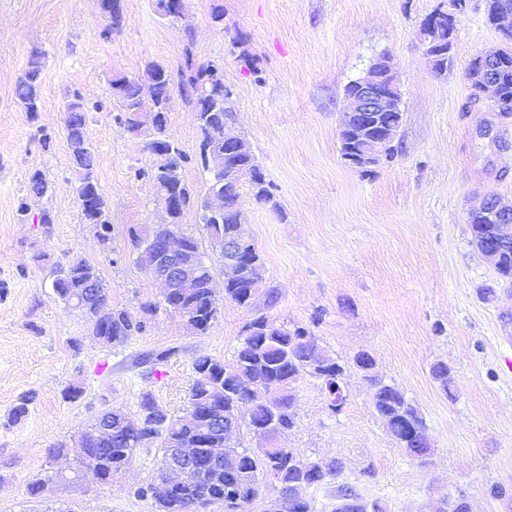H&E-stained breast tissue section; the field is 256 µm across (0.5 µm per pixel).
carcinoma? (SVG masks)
Wrapping results in <instances>:
<instances>
[{
  "mask_svg": "<svg viewBox=\"0 0 512 512\" xmlns=\"http://www.w3.org/2000/svg\"><path fill=\"white\" fill-rule=\"evenodd\" d=\"M98 9L106 22L105 38L120 32L122 27L121 0H98ZM448 20L444 19L432 28H419L422 44L448 41ZM498 62V79L501 93L512 98V46L491 49ZM45 65V52L33 49L27 67L17 79L14 97L26 118L34 122L41 110L40 86ZM224 81V68L214 61L198 62L191 48L185 51V70L174 75L163 64L150 61L134 76H115L110 80L111 94L118 106L115 120L129 132L147 139V149L154 162L147 168L136 169V175L148 179L154 187L170 192L179 202L172 223L183 224L186 213L193 211L198 223L204 225L209 237L221 231H230L234 214L244 194L260 203H270L274 211L282 212V206L268 182L254 154L233 153L224 148L221 139L224 124L235 120V113L224 103L211 96L210 80ZM157 98L158 118L139 128L132 119L139 111L143 97ZM180 97L194 112L198 131V148L195 153L186 152L167 135L169 113L175 97ZM102 106H89L84 97L74 92L65 105L64 131L75 179L71 189L75 195L82 220L96 226L97 235L104 245L111 240L112 225L109 207L100 187L97 175L98 154L86 138L88 112ZM403 120L402 109L387 112L382 123L391 129V141L386 156L393 161L401 151L398 138ZM339 152L346 164L355 153L358 143L349 136L346 122H341L338 132ZM195 165L211 174L210 188L224 190V216L218 221L206 214L207 195L198 193L183 177V170ZM56 191L55 183L39 169L28 177L26 192L18 202L19 219L30 218L51 232L54 217L51 210L39 203ZM168 227L159 224L141 232L130 231L136 251V263L145 271H151L149 240L166 234ZM246 260L254 266L237 279L224 282V297L220 298L210 288L214 278L210 265L200 263L201 275L198 288L186 295H169L163 305L145 302L133 312L114 307L108 302L107 288L95 297L84 295L91 282L103 283L95 267L81 258H71L56 263L52 268L51 285L56 298L68 308L80 310L90 325L93 336L100 342L119 346L130 337L144 333L162 307L178 315L186 330L195 335H205L220 312L223 302H230L252 312L242 326L238 345L230 362H222L211 356H199L194 360L195 375L188 395L184 415L174 416L158 403L149 391H143L138 400V417L131 420L120 408L100 411L81 431L78 442L88 449V459H80L79 466L95 468L103 483L112 482L124 471L137 453L144 448H156L161 452L159 482L139 491L150 496L155 512H172V503L180 505L181 512H206L214 504L224 505V512H242L245 504L257 497L263 482L271 480L279 486L283 512H316L315 504L306 498L296 500L292 491L296 483L306 487L336 483V500L342 501L356 495L350 483L338 479L345 464L336 458L321 457L313 460L300 457L292 448H244L236 444L224 452V457L213 459L211 448L224 447V428L234 432L254 434L264 428L274 433L277 441H284L295 426L294 385L312 375L311 365L325 364L329 373L324 382L327 391L336 387V376H344L346 366L329 355L318 343L311 331L302 326L288 327L255 308L250 273L262 269V257L255 244H249ZM353 366L366 381L372 407L383 421L392 440L405 450L408 456L422 463L431 454L427 447L428 426L421 411L406 397L404 391L371 374L374 359L367 353L353 357ZM432 375L445 393L451 392L454 382L445 363L432 367ZM36 393L30 392L18 399L10 413L14 422L28 414ZM107 422L111 431L103 434L100 424ZM199 448L198 465L189 480L169 488L165 485L168 473L169 448ZM67 477L56 475L39 478L28 486L30 494L37 496L49 491L52 484L63 482ZM437 512H470L464 496H445L438 501Z\"/></svg>",
  "mask_w": 512,
  "mask_h": 512,
  "instance_id": "cac0c4a2",
  "label": "carcinoma"
}]
</instances>
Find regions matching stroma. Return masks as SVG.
Returning <instances> with one entry per match:
<instances>
[{"mask_svg":"<svg viewBox=\"0 0 512 512\" xmlns=\"http://www.w3.org/2000/svg\"><path fill=\"white\" fill-rule=\"evenodd\" d=\"M441 0H185V19L160 17L155 0H122L112 38L97 0H0V512H154L137 487L156 481L161 455L138 452L112 484L93 475L42 497L31 481L75 466L78 432L100 410L138 412L150 390L179 415L194 381L192 363L231 361L249 312L225 303L206 335L189 334L178 315L159 312L147 331L120 346L90 334L81 311L52 288L53 263L92 264L112 306L138 309L160 285L131 253L130 229L160 223L152 185L134 169L152 162L146 139L114 120L109 81L157 61L178 71L185 48L219 62L245 134L282 213L245 201L242 222L280 298L277 321L308 327L346 364V403L328 408L321 380L296 387V426L288 445L303 457H338L343 479L386 512H430L446 494H463L471 512H512V288L471 244L467 214L484 196L512 205V116L473 101L467 69L500 45L469 0L454 65L436 75L418 37ZM223 7L224 22L210 19ZM46 54L41 112L28 122L13 95L32 49ZM390 54L403 91L402 153L375 174L345 164L337 128L345 85L380 54ZM103 111L90 113L87 137L98 156L112 240L101 245L83 223L63 118L72 91ZM53 131L50 149L39 128ZM490 136H483V129ZM56 183L47 206L51 233L21 222L17 204L29 174ZM43 261H33L34 253ZM368 352L374 371L421 410L434 453L420 465L397 448L374 411L353 356ZM455 379L446 395L431 368ZM80 386L78 399L65 390ZM36 392L28 414L10 422L19 397ZM65 444V456L48 450ZM509 489L492 498L491 486Z\"/></svg>","mask_w":512,"mask_h":512,"instance_id":"obj_1","label":"stroma"}]
</instances>
